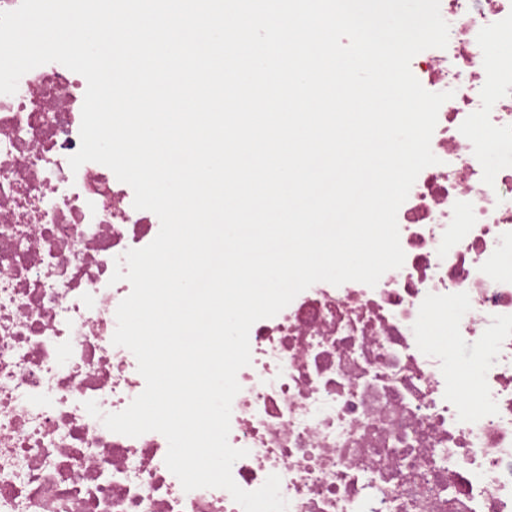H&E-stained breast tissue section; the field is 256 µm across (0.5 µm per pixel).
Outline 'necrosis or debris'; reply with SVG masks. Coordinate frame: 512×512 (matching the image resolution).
<instances>
[{"instance_id": "obj_1", "label": "necrosis or debris", "mask_w": 512, "mask_h": 512, "mask_svg": "<svg viewBox=\"0 0 512 512\" xmlns=\"http://www.w3.org/2000/svg\"><path fill=\"white\" fill-rule=\"evenodd\" d=\"M440 12L448 45L411 70L452 97L439 162L398 210L403 266L373 287L315 283L249 332L232 475L247 491L279 475L288 512H512V166L482 163L512 150V0ZM86 88L51 62L0 94V512H242L226 490L184 491L162 434L111 432L84 407L120 412L145 388L112 342L131 285L111 276L160 229L108 167L71 169ZM451 311L489 360L432 341Z\"/></svg>"}]
</instances>
